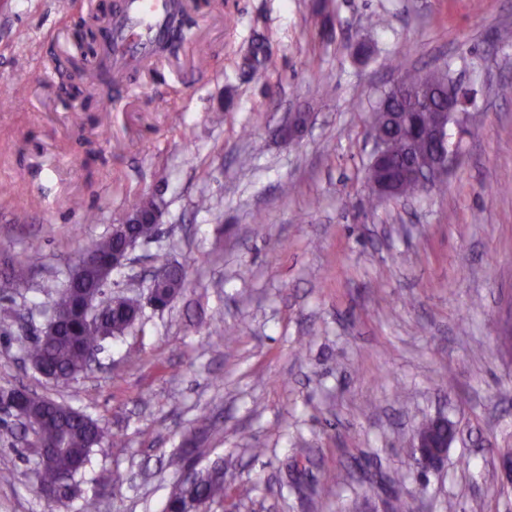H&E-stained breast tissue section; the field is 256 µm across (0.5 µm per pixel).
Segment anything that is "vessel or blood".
Instances as JSON below:
<instances>
[{"label":"vessel or blood","instance_id":"b4317fda","mask_svg":"<svg viewBox=\"0 0 512 512\" xmlns=\"http://www.w3.org/2000/svg\"><path fill=\"white\" fill-rule=\"evenodd\" d=\"M169 33L164 0H123L116 23L102 31L103 55L95 67L112 73L130 55H145Z\"/></svg>","mask_w":512,"mask_h":512}]
</instances>
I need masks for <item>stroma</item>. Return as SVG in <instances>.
<instances>
[{
  "label": "stroma",
  "instance_id": "obj_1",
  "mask_svg": "<svg viewBox=\"0 0 512 512\" xmlns=\"http://www.w3.org/2000/svg\"><path fill=\"white\" fill-rule=\"evenodd\" d=\"M92 3L112 0H0V261L42 256L33 292L0 301V389L121 438L94 448L63 512H164L197 429L196 469L224 463L211 512H512V41L496 38L512 0L201 4L177 56L132 71L121 109L79 127L56 66ZM435 69L476 96L459 155L420 200L374 201L368 111ZM290 112L310 124L288 143L275 130ZM153 194L160 233L108 291H146L161 256L184 266L183 293L144 307L76 382L45 380L25 334L78 254ZM438 415L457 435L421 477L412 436ZM12 423L0 512H51Z\"/></svg>",
  "mask_w": 512,
  "mask_h": 512
}]
</instances>
